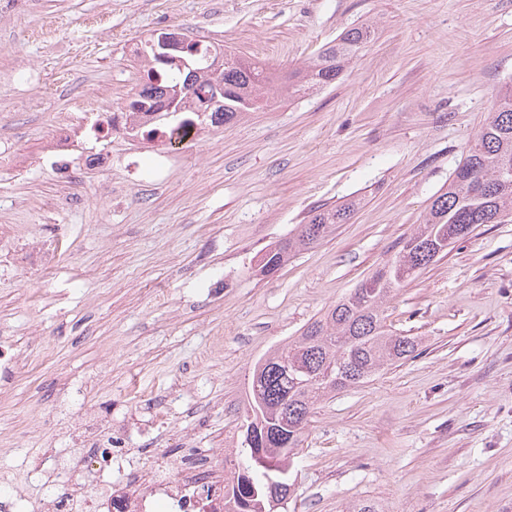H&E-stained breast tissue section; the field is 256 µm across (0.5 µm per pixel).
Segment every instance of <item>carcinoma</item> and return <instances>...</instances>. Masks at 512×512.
Wrapping results in <instances>:
<instances>
[{
    "instance_id": "obj_1",
    "label": "carcinoma",
    "mask_w": 512,
    "mask_h": 512,
    "mask_svg": "<svg viewBox=\"0 0 512 512\" xmlns=\"http://www.w3.org/2000/svg\"><path fill=\"white\" fill-rule=\"evenodd\" d=\"M374 36L370 26L350 28L325 45L304 68L288 75L285 89L306 93L334 82L350 58ZM193 59L200 74L173 63L183 53L171 51L160 61L150 47L141 89L126 105L128 135L151 139L167 121L170 98L166 91L188 85L190 108L179 113L177 126H224L247 104H261L271 90L273 75L262 65L243 60L221 47L195 43ZM224 56V63L207 70V59ZM210 84V97H195L201 80ZM512 86L501 93L489 121L469 143L467 153L448 178V189L438 191L425 222L407 236L396 254L361 281L350 293L308 323L300 336L286 341L265 356L268 367L262 384V403L248 383L244 434L252 443H241L236 485L224 493V512H261L269 499L289 498L294 484L288 467L315 406L325 397L369 381L401 361L417 356L421 339L392 329L387 323L386 302L392 293L416 278L448 248L469 236L481 224H499L512 215ZM357 202L323 207L308 223L263 254L259 273L276 272L288 257L304 251L327 236L338 224L349 221ZM267 453L269 464L255 459Z\"/></svg>"
}]
</instances>
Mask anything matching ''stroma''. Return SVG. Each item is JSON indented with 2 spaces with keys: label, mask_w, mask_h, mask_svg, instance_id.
I'll list each match as a JSON object with an SVG mask.
<instances>
[{
  "label": "stroma",
  "mask_w": 512,
  "mask_h": 512,
  "mask_svg": "<svg viewBox=\"0 0 512 512\" xmlns=\"http://www.w3.org/2000/svg\"><path fill=\"white\" fill-rule=\"evenodd\" d=\"M361 24L374 39L341 80L271 94L197 143L93 130L139 89L156 32L285 75ZM511 81L512 0H0V338L21 340L0 471L82 450L79 391L128 425L132 456L208 450L232 472L254 363L398 251ZM71 118L61 168L47 139ZM94 153L107 165L83 168ZM350 199L347 223L256 275L260 250ZM44 245L50 273L23 261ZM386 313L420 354L317 405L283 512H512V217Z\"/></svg>",
  "instance_id": "obj_1"
}]
</instances>
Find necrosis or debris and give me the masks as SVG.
Instances as JSON below:
<instances>
[{
    "label": "necrosis or debris",
    "mask_w": 512,
    "mask_h": 512,
    "mask_svg": "<svg viewBox=\"0 0 512 512\" xmlns=\"http://www.w3.org/2000/svg\"><path fill=\"white\" fill-rule=\"evenodd\" d=\"M78 426L88 451L56 462L43 490L44 512H224L221 473L130 457L113 448L111 427L92 411Z\"/></svg>",
    "instance_id": "1"
}]
</instances>
